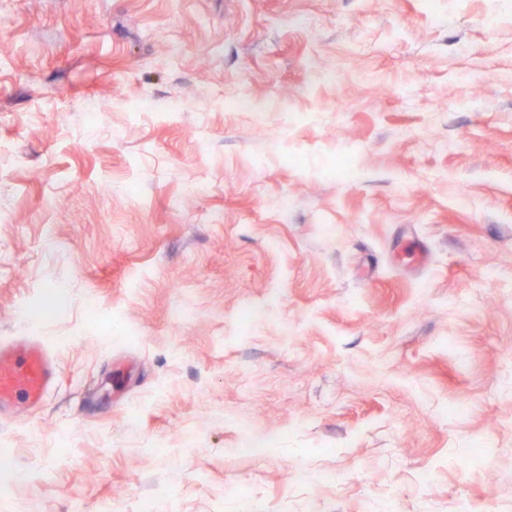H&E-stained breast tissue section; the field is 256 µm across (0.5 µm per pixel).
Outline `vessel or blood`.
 <instances>
[{
  "label": "vessel or blood",
  "instance_id": "obj_1",
  "mask_svg": "<svg viewBox=\"0 0 512 512\" xmlns=\"http://www.w3.org/2000/svg\"><path fill=\"white\" fill-rule=\"evenodd\" d=\"M57 381L45 340L28 336L0 346V419H18L39 406Z\"/></svg>",
  "mask_w": 512,
  "mask_h": 512
}]
</instances>
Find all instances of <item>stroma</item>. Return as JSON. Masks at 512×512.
<instances>
[{
  "mask_svg": "<svg viewBox=\"0 0 512 512\" xmlns=\"http://www.w3.org/2000/svg\"><path fill=\"white\" fill-rule=\"evenodd\" d=\"M436 9L438 25L424 0H0V342L69 288L42 328L56 391L33 427L0 424L18 470L45 472L8 512H137L159 492L241 512L230 481L250 512H361L386 489L397 512H512V0ZM341 153L357 179L330 171ZM409 238L426 266L397 257ZM181 301L194 315L172 322ZM294 467L342 488L308 491Z\"/></svg>",
  "mask_w": 512,
  "mask_h": 512,
  "instance_id": "1",
  "label": "stroma"
}]
</instances>
